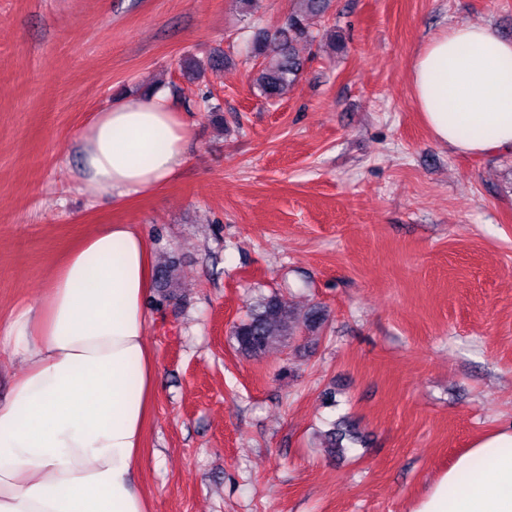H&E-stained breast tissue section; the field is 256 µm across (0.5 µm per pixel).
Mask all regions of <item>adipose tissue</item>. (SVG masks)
Masks as SVG:
<instances>
[{"label":"adipose tissue","mask_w":512,"mask_h":512,"mask_svg":"<svg viewBox=\"0 0 512 512\" xmlns=\"http://www.w3.org/2000/svg\"><path fill=\"white\" fill-rule=\"evenodd\" d=\"M410 73L437 142L461 154L512 147V39L493 25L432 36ZM74 146L83 190L116 204L188 160L186 127L161 93L93 113ZM154 282L146 233L105 224L53 260L37 305L0 325V356L24 367L0 403V512H152L135 476L158 386L144 342ZM410 512H512V428L473 443Z\"/></svg>","instance_id":"ef3b65f1"}]
</instances>
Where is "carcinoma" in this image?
<instances>
[{"label": "carcinoma", "instance_id": "obj_1", "mask_svg": "<svg viewBox=\"0 0 512 512\" xmlns=\"http://www.w3.org/2000/svg\"><path fill=\"white\" fill-rule=\"evenodd\" d=\"M333 9V0H296V5L273 29H257L251 40V56L260 60L254 83L261 97L277 100L294 86L303 70L305 60L297 46L312 47L320 33L313 29V20L326 17ZM158 275L164 282L158 303L180 298L176 269L172 264L162 266ZM324 320L322 310L313 307L303 315L289 309L279 296L260 297L250 304L245 319L233 325L231 336L239 353L248 358H259L269 349L285 343L300 327L317 328ZM346 433L331 431L326 435V452L340 456Z\"/></svg>", "mask_w": 512, "mask_h": 512}]
</instances>
